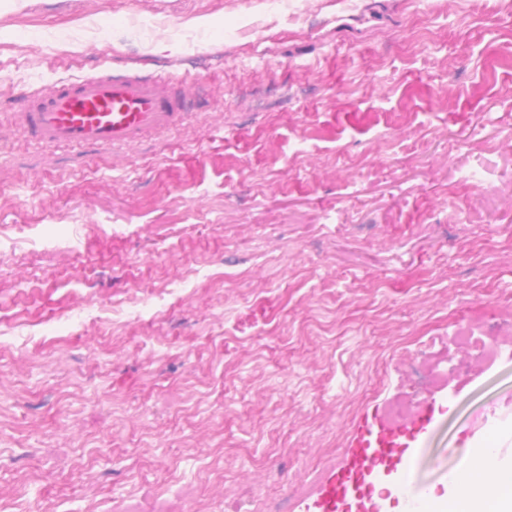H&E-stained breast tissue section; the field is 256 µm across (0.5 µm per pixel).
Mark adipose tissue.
Listing matches in <instances>:
<instances>
[{"instance_id":"adipose-tissue-1","label":"adipose tissue","mask_w":512,"mask_h":512,"mask_svg":"<svg viewBox=\"0 0 512 512\" xmlns=\"http://www.w3.org/2000/svg\"><path fill=\"white\" fill-rule=\"evenodd\" d=\"M512 439V422L497 421L468 438L466 468L451 471L444 493L432 494L418 512H512V458L502 455Z\"/></svg>"}]
</instances>
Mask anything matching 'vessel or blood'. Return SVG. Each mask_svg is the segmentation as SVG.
I'll use <instances>...</instances> for the list:
<instances>
[{"mask_svg":"<svg viewBox=\"0 0 512 512\" xmlns=\"http://www.w3.org/2000/svg\"><path fill=\"white\" fill-rule=\"evenodd\" d=\"M206 104L194 83L161 76L89 77L30 99L21 114L33 142L52 146L107 149L135 145L147 135L172 131ZM436 407L421 404L403 425L371 414L362 419L344 458L303 512H383L376 480L390 477L388 496L408 508L428 494L412 478V462Z\"/></svg>","mask_w":512,"mask_h":512,"instance_id":"vessel-or-blood-1","label":"vessel or blood"}]
</instances>
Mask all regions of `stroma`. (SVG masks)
<instances>
[{
	"mask_svg": "<svg viewBox=\"0 0 512 512\" xmlns=\"http://www.w3.org/2000/svg\"><path fill=\"white\" fill-rule=\"evenodd\" d=\"M109 73L209 106L27 140L32 95ZM0 233L5 512H294L408 398L450 407L415 464L443 491L512 420V0H0ZM498 336H487V340L481 341H468L467 336H458L457 337V345L462 349H466V351L472 357H479L484 360H493L497 356L498 353Z\"/></svg>",
	"mask_w": 512,
	"mask_h": 512,
	"instance_id": "35a3bbf8",
	"label": "stroma"
}]
</instances>
